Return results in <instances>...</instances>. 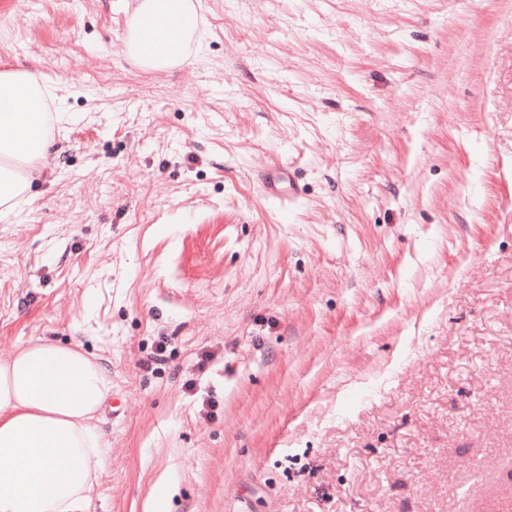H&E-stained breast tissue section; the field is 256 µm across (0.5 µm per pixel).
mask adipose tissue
Segmentation results:
<instances>
[{"instance_id": "obj_1", "label": "adipose tissue", "mask_w": 512, "mask_h": 512, "mask_svg": "<svg viewBox=\"0 0 512 512\" xmlns=\"http://www.w3.org/2000/svg\"><path fill=\"white\" fill-rule=\"evenodd\" d=\"M206 38L201 0H137L122 52L151 72L180 68ZM54 87L34 68L0 69V219L48 158ZM112 378L79 345L39 338L0 359V512H91L108 450L100 410Z\"/></svg>"}]
</instances>
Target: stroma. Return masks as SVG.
I'll list each match as a JSON object with an SVG mask.
<instances>
[{
	"instance_id": "obj_1",
	"label": "stroma",
	"mask_w": 512,
	"mask_h": 512,
	"mask_svg": "<svg viewBox=\"0 0 512 512\" xmlns=\"http://www.w3.org/2000/svg\"><path fill=\"white\" fill-rule=\"evenodd\" d=\"M203 4L146 73L135 0H0L67 115L0 359L109 369L93 512H512V0Z\"/></svg>"
}]
</instances>
